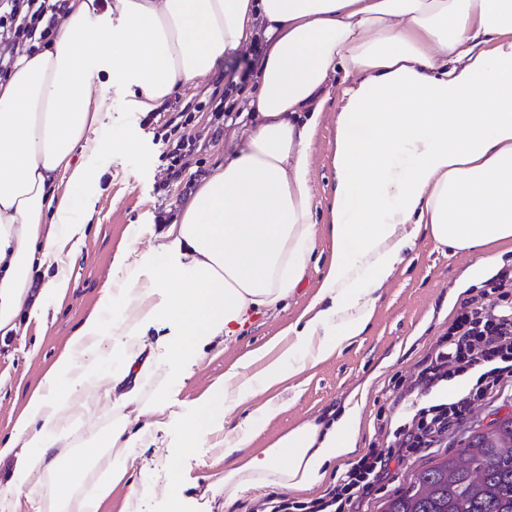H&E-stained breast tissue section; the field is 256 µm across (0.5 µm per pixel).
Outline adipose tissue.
I'll return each instance as SVG.
<instances>
[{"instance_id": "adipose-tissue-1", "label": "adipose tissue", "mask_w": 512, "mask_h": 512, "mask_svg": "<svg viewBox=\"0 0 512 512\" xmlns=\"http://www.w3.org/2000/svg\"><path fill=\"white\" fill-rule=\"evenodd\" d=\"M100 13L117 14L118 25L95 35L89 21ZM256 18L267 47L249 94L251 130L166 226L154 277L104 289L30 396L21 431L0 446V458L23 448L22 471L49 473L42 512H98L107 494L74 499L88 465L50 459L60 405L103 379L101 312L119 313L124 353L95 405L113 418L99 445L115 483L148 437L144 428L128 433L124 418L130 407L151 411L141 380L172 382L171 366L200 358L250 310L276 308L301 281L315 247L310 147L333 74L350 85L337 122L336 250L323 306L289 337L283 358L258 350L225 374L184 424L186 447L209 431L225 392L271 388L360 336L419 232L478 253L475 284L512 247V0H68L50 46L19 54L0 80V335L19 328L34 256L73 254L83 243L84 225L66 222L69 189L87 177L72 156L99 149L84 134L111 112L113 90L133 89L129 107L154 111L239 51ZM163 321L178 336L146 345L145 327ZM360 409L347 402L340 418L308 421L258 453L249 446L264 415H249L224 440L225 502L262 485H320L328 465L354 451Z\"/></svg>"}]
</instances>
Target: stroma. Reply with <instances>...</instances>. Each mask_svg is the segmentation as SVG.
Returning <instances> with one entry per match:
<instances>
[{
    "mask_svg": "<svg viewBox=\"0 0 512 512\" xmlns=\"http://www.w3.org/2000/svg\"><path fill=\"white\" fill-rule=\"evenodd\" d=\"M236 61V55L225 57L213 72L179 93L178 105L188 111L187 130L198 148L186 155L182 175L176 180L169 179L164 145L154 138L171 118V111L156 116L146 128L141 124L142 113L128 105L130 91L113 92L112 110L103 127L88 134L89 139L101 141L99 152L89 159L80 153L74 157L75 162H86L89 169L86 182L75 191L76 205L70 214L71 222L85 226L84 245L79 253L34 263L31 270L40 286L63 274L70 287L61 298L42 296L37 313H20L18 332L0 335L1 442L16 432L30 392L67 347L83 319L97 311L103 290L118 281L144 280L152 274L160 236L180 212L192 186L233 156L246 126L239 123L215 135L207 104L220 98L225 105L245 108L247 89L254 80L243 77ZM343 88L342 81H334L311 145L316 247L306 261L302 280L277 310L251 311L239 336L212 342L201 358L177 367L178 378L169 386H160L155 379L142 382L143 400L159 405L162 417L157 420L130 412L128 432L146 426L150 436L146 444L132 449L126 482L113 487L100 512H170L175 500L180 512H253L271 489L257 487L241 500L225 503L224 435L269 404L274 410L253 439L252 448L268 447L290 429L341 411L352 396L363 401L355 455H362L373 444H386L379 417L398 416L403 404L395 382L418 371L431 346L447 333L452 322L447 299L478 259L476 253L439 245L423 231L382 288L361 336L338 355L298 373L278 389L248 390L243 404L215 412L208 435L196 447L182 444L183 421L223 383L225 372L250 351L287 335L317 297L335 251L329 224ZM98 396V391L90 390L64 404L67 427L59 435L60 445L94 461L84 485L88 491L104 472L103 465L96 462L101 453L97 441L111 426L110 419L92 411ZM505 416H512V384L488 397L449 431L439 447L395 468L385 491L366 499L361 512H381L387 494L406 487L415 471L459 448L468 431ZM18 485L24 493L13 512H38L51 489L48 475L22 472L15 456L1 458L0 498Z\"/></svg>",
    "mask_w": 512,
    "mask_h": 512,
    "instance_id": "stroma-1",
    "label": "stroma"
}]
</instances>
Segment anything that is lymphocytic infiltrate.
<instances>
[{
  "label": "lymphocytic infiltrate",
  "mask_w": 512,
  "mask_h": 512,
  "mask_svg": "<svg viewBox=\"0 0 512 512\" xmlns=\"http://www.w3.org/2000/svg\"><path fill=\"white\" fill-rule=\"evenodd\" d=\"M66 0H0V79L12 71L14 46L38 40L49 46ZM469 377L468 388L446 395L445 384ZM512 380V278L500 277L465 300L448 332L405 386L413 399L391 432L387 448L371 447L322 497L294 501L271 493L257 512H356L390 474L391 464L435 447L489 395Z\"/></svg>",
  "instance_id": "1"
}]
</instances>
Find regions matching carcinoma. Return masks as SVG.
Listing matches in <instances>:
<instances>
[{"instance_id":"1","label":"carcinoma","mask_w":512,"mask_h":512,"mask_svg":"<svg viewBox=\"0 0 512 512\" xmlns=\"http://www.w3.org/2000/svg\"><path fill=\"white\" fill-rule=\"evenodd\" d=\"M381 512H512V417L469 432L388 496Z\"/></svg>"}]
</instances>
